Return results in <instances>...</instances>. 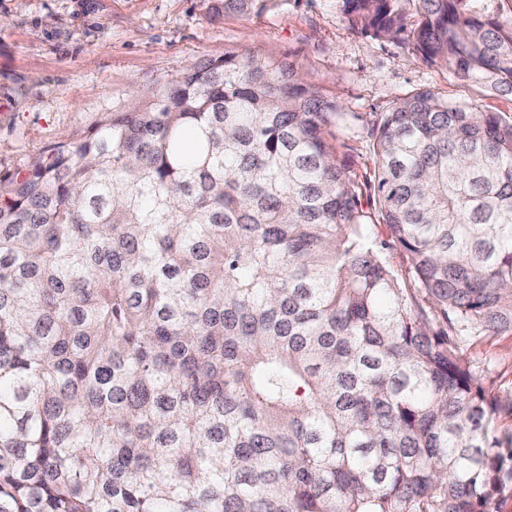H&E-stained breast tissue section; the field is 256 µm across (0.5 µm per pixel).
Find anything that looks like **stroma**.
<instances>
[{
  "label": "stroma",
  "instance_id": "stroma-1",
  "mask_svg": "<svg viewBox=\"0 0 512 512\" xmlns=\"http://www.w3.org/2000/svg\"><path fill=\"white\" fill-rule=\"evenodd\" d=\"M247 49L304 69L349 120L328 139L377 236L379 203L363 185L370 130L396 97L430 90L477 112L512 116V96H484L400 42L351 28L339 0H287L274 10L216 15L208 0H0V176L86 132L131 88ZM463 360L492 394L512 399V335L469 342Z\"/></svg>",
  "mask_w": 512,
  "mask_h": 512
}]
</instances>
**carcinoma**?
I'll list each match as a JSON object with an SVG mask.
<instances>
[{"instance_id": "cac0c4a2", "label": "carcinoma", "mask_w": 512, "mask_h": 512, "mask_svg": "<svg viewBox=\"0 0 512 512\" xmlns=\"http://www.w3.org/2000/svg\"><path fill=\"white\" fill-rule=\"evenodd\" d=\"M341 2L512 95L497 14ZM340 117L296 65L229 52L0 177V512H490L512 489V405L462 358L512 335V118L430 90L383 113L401 281L327 140Z\"/></svg>"}]
</instances>
